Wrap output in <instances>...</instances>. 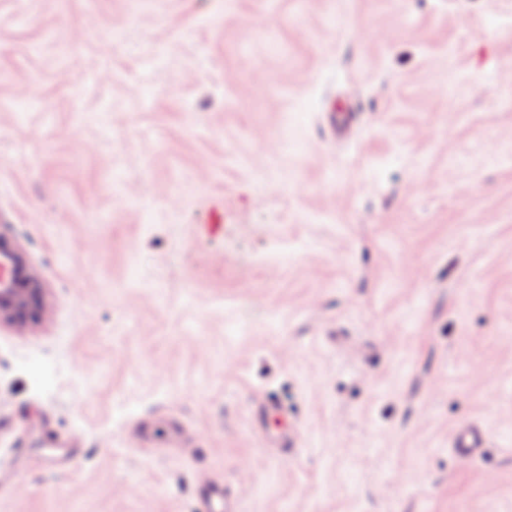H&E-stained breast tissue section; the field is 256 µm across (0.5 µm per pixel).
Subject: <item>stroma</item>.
Here are the masks:
<instances>
[{
	"label": "stroma",
	"mask_w": 512,
	"mask_h": 512,
	"mask_svg": "<svg viewBox=\"0 0 512 512\" xmlns=\"http://www.w3.org/2000/svg\"><path fill=\"white\" fill-rule=\"evenodd\" d=\"M510 59L512 0H0V512H512ZM357 94L355 89L348 88V99L343 111L336 112V106H334L329 112H324L322 124L329 134L330 142L348 136L359 122V112L356 111L355 107ZM0 260L8 269L0 278V323L21 326L29 313L36 309L43 296V288L30 274L21 251L0 237ZM452 447L460 460H468L484 448L483 437L473 428H459L454 434ZM195 497L197 512H242L239 497L228 494L221 484H199Z\"/></svg>",
	"instance_id": "1"
}]
</instances>
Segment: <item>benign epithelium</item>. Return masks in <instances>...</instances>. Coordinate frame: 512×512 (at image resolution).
I'll return each instance as SVG.
<instances>
[{"instance_id":"1","label":"benign epithelium","mask_w":512,"mask_h":512,"mask_svg":"<svg viewBox=\"0 0 512 512\" xmlns=\"http://www.w3.org/2000/svg\"><path fill=\"white\" fill-rule=\"evenodd\" d=\"M0 261L8 269L0 278V322L19 326L40 305L43 288L30 274L21 251L1 237Z\"/></svg>"}]
</instances>
